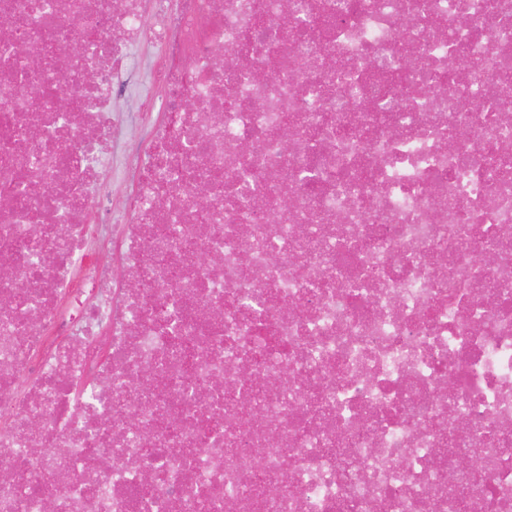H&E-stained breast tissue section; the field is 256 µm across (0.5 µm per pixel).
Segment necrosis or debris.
Segmentation results:
<instances>
[{"mask_svg": "<svg viewBox=\"0 0 512 512\" xmlns=\"http://www.w3.org/2000/svg\"><path fill=\"white\" fill-rule=\"evenodd\" d=\"M49 503L512 512V0H0V512ZM116 105L121 111L117 145L122 150H129L141 138L142 128L139 122L141 102L122 94L117 98Z\"/></svg>", "mask_w": 512, "mask_h": 512, "instance_id": "4bbe7bcc", "label": "necrosis or debris"}]
</instances>
